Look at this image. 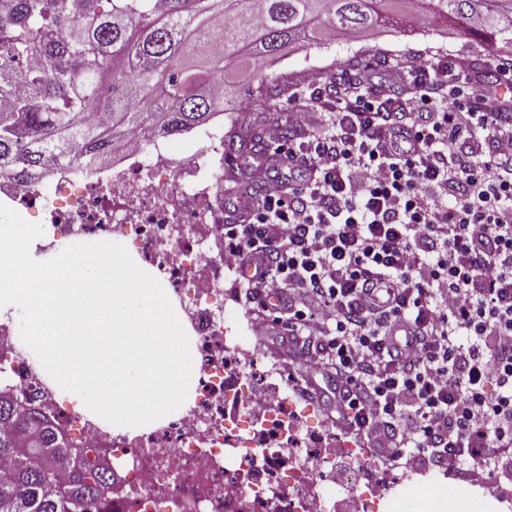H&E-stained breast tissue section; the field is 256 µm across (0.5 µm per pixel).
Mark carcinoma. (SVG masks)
I'll list each match as a JSON object with an SVG mask.
<instances>
[{
  "instance_id": "carcinoma-1",
  "label": "carcinoma",
  "mask_w": 512,
  "mask_h": 512,
  "mask_svg": "<svg viewBox=\"0 0 512 512\" xmlns=\"http://www.w3.org/2000/svg\"><path fill=\"white\" fill-rule=\"evenodd\" d=\"M391 0H0V176L38 169L47 154L73 164L133 131L181 134L234 107L231 65L257 72L297 42L330 32L402 27ZM512 53V0H415ZM35 59L42 65L23 69ZM223 83L220 99L209 90ZM95 108L88 123L75 115ZM270 109L230 139L227 160L248 178L268 152ZM0 512H95L112 471L88 448L67 446L37 408L18 410L0 389Z\"/></svg>"
}]
</instances>
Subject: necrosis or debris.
Masks as SVG:
<instances>
[{
    "mask_svg": "<svg viewBox=\"0 0 512 512\" xmlns=\"http://www.w3.org/2000/svg\"><path fill=\"white\" fill-rule=\"evenodd\" d=\"M224 133L172 155L153 136L133 133L84 170L46 161L38 177H0V204L33 213L45 226L42 248L115 242L164 288L195 361L192 393L151 425L122 432L63 395L37 369L11 314L0 313V388L19 407H40L78 447L96 449L122 488L104 512H330L342 486L360 512H383L393 472L364 467L370 448L344 444L347 471L328 469L316 407L290 392L257 407V351L224 322Z\"/></svg>",
    "mask_w": 512,
    "mask_h": 512,
    "instance_id": "4bbe7bcc",
    "label": "necrosis or debris"
}]
</instances>
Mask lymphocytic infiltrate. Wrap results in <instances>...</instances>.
I'll list each match as a JSON object with an SVG mask.
<instances>
[{
  "instance_id": "lymphocytic-infiltrate-1",
  "label": "lymphocytic infiltrate",
  "mask_w": 512,
  "mask_h": 512,
  "mask_svg": "<svg viewBox=\"0 0 512 512\" xmlns=\"http://www.w3.org/2000/svg\"><path fill=\"white\" fill-rule=\"evenodd\" d=\"M408 99L313 71L224 258L257 339L284 326L304 369L336 377V419L381 464L429 454L512 481V108L448 61L409 57ZM335 112L320 128L318 109ZM278 300L276 318L267 314Z\"/></svg>"
}]
</instances>
